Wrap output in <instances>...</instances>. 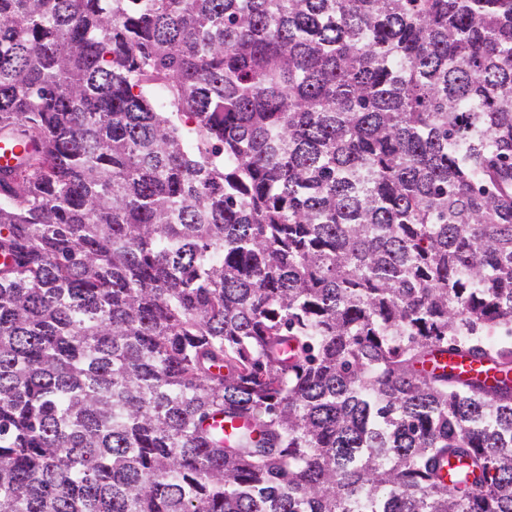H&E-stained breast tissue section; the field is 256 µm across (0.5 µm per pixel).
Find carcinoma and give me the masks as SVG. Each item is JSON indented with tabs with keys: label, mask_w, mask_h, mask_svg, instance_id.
<instances>
[{
	"label": "carcinoma",
	"mask_w": 512,
	"mask_h": 512,
	"mask_svg": "<svg viewBox=\"0 0 512 512\" xmlns=\"http://www.w3.org/2000/svg\"><path fill=\"white\" fill-rule=\"evenodd\" d=\"M4 127L0 512H512V0H0ZM31 150L29 137L18 133H0V167L12 169L17 164V159ZM443 363L448 364V370L452 369L455 374H459L461 378L468 379L474 376H479L483 379H492L496 376L494 368H486L489 366L484 363V368L481 367V363L476 361L471 355L465 352L453 353L448 352L447 356L442 358ZM484 369L478 373L479 370Z\"/></svg>",
	"instance_id": "obj_1"
}]
</instances>
